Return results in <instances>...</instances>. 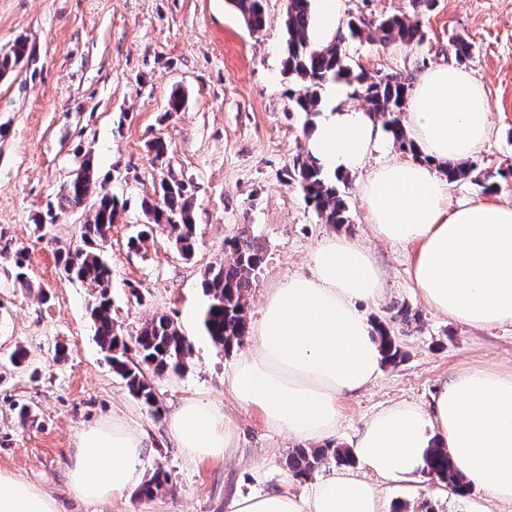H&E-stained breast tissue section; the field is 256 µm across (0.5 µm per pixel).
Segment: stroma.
<instances>
[{
	"label": "stroma",
	"instance_id": "stroma-1",
	"mask_svg": "<svg viewBox=\"0 0 512 512\" xmlns=\"http://www.w3.org/2000/svg\"><path fill=\"white\" fill-rule=\"evenodd\" d=\"M264 4L266 26L254 32L230 0H0V53L20 39L31 51L16 71L0 76V471L52 495L59 512H226L236 495L280 487L298 443L271 431L228 392L238 353L216 346L201 324L208 303L202 279L209 267L231 261L224 250L230 238L248 237L264 249L246 298L251 324L270 288L306 271L325 235L359 240L380 267L384 297L367 314L388 323L405 358L381 365L375 383L347 400L334 446L352 447L370 417L394 402L429 404L456 369L512 368V326L476 330L424 303L408 273L410 248L371 234L362 175L349 178L345 224L325 223L291 183L306 116L289 99L298 83L284 69V0ZM342 5L346 21H422L418 43H342L354 71L371 78L454 63L453 41L470 42L460 65L487 87L491 135L473 158L480 183H452L451 194L512 204V0H433L428 9L414 0ZM176 91L184 104L167 111ZM158 137L170 146L165 168L149 151ZM86 156L104 192L123 205L102 244L120 333L135 335L166 315L192 345L183 373L151 378L159 417L128 391L97 345L92 288L61 272L60 257L82 243L87 210L67 211L42 227L34 222ZM169 177L193 194L196 250L188 260L164 229L140 251L129 248L147 221L143 199ZM19 251L27 256L26 288L14 279ZM403 310L418 315L419 325L403 324ZM59 346L62 361L54 358ZM18 349L26 358L16 366L9 357ZM187 398L216 403L235 422L230 456L192 461L168 439L164 416ZM20 404L31 410L23 425ZM115 416L147 432L145 474L159 469L168 480L148 497L135 491L89 505L69 490L76 435ZM387 500L407 512H466L468 502L424 472L389 483Z\"/></svg>",
	"mask_w": 512,
	"mask_h": 512
}]
</instances>
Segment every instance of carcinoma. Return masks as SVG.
<instances>
[{"label": "carcinoma", "mask_w": 512, "mask_h": 512, "mask_svg": "<svg viewBox=\"0 0 512 512\" xmlns=\"http://www.w3.org/2000/svg\"><path fill=\"white\" fill-rule=\"evenodd\" d=\"M248 28L259 32L265 27L264 8L261 0H232ZM312 23V0H287L283 15V26L287 35V56L284 66L288 75L294 77L301 88L294 94L297 109L306 113V123L321 112V92L330 84L340 80L357 81L354 94L369 105V112L380 119L401 149L411 150L407 137L404 112H406L412 84L402 74L386 75L373 80L364 74L353 75L347 56L338 44L315 45L310 42L308 31ZM348 36L367 38L385 45L391 43L411 44L423 39L421 24L406 16H392L374 24L350 21ZM30 57L28 45L17 41L11 51L0 56V74L16 70ZM153 162L167 166L169 145L161 138L150 145ZM445 175L448 181L471 178L480 181L479 173L472 165L448 164ZM291 178L300 186L305 200L313 205L319 216L328 224L349 223L348 203L341 185L347 184L344 176L331 175L323 170L310 155L300 154L293 162ZM95 179L91 160L80 165V171L66 181L59 190L60 209L75 210L85 206L91 195L96 200L84 225L83 245L63 258V270L67 277L88 283L97 291L90 305V316L95 328L97 343L112 364V370L126 382L128 390L145 405L160 414L153 388L145 371L162 375L168 371L178 373L188 365L190 343L180 327L167 316H156L146 322L127 345L117 331L112 317V306L108 297L110 268L99 246L107 231L115 223L118 203L107 193H94ZM158 202L143 201V208L150 212L153 224L145 225L138 237L131 241L137 247L152 232V225H165L180 254L189 258L195 250V225L192 224L191 197L186 184L174 178L161 180ZM233 260L219 267L208 269L202 288L209 298L203 313V327L215 345L232 350L243 344L248 333L246 319V296L254 286L256 272L264 261L263 249L248 238L228 241ZM387 364L399 362L404 352L396 337L382 322L375 324ZM135 351L136 359L129 357ZM333 456L336 463L350 465L354 462L351 451L343 448H297L288 460L291 473L300 479L309 477L320 462ZM428 474L455 492H464L465 482L461 472L444 448H430L426 454Z\"/></svg>", "instance_id": "carcinoma-1"}]
</instances>
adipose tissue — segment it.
<instances>
[{
  "mask_svg": "<svg viewBox=\"0 0 512 512\" xmlns=\"http://www.w3.org/2000/svg\"><path fill=\"white\" fill-rule=\"evenodd\" d=\"M334 106L310 126L306 145L330 172H366L362 200L374 235L412 246L410 274L435 311L476 328L512 326V205L452 200L441 164L463 162L487 144L490 102L468 72L437 66L415 81L408 103L411 159L372 162L387 134L367 111ZM383 294L371 253L343 235L324 237L308 272L270 289L237 357L229 389L277 433L325 442L346 400L378 375L382 352L366 309ZM167 435L190 459L220 458L236 426L218 406L185 399L166 419ZM146 435L121 420L79 431L68 468L71 492L94 503L125 499L144 483ZM447 449L465 482L481 489L469 512L512 507V369L463 368L430 405L400 402L373 415L353 445L356 467L316 477L302 493L290 487L232 498L227 512H386L381 483L413 475L428 448ZM0 512H57L54 498L0 472Z\"/></svg>",
  "mask_w": 512,
  "mask_h": 512,
  "instance_id": "obj_1",
  "label": "adipose tissue"
}]
</instances>
